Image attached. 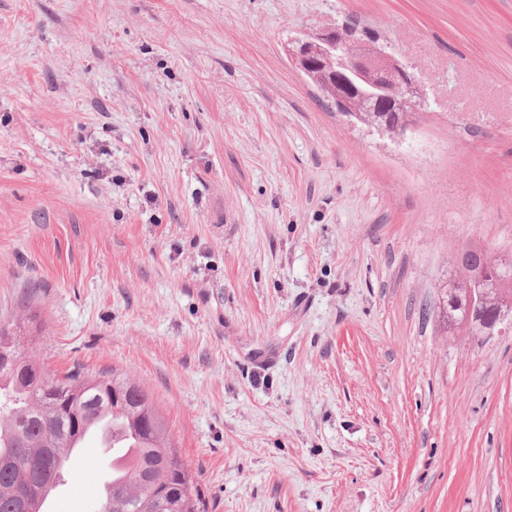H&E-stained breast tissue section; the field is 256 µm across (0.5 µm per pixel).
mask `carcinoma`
<instances>
[{"label":"carcinoma","instance_id":"cac0c4a2","mask_svg":"<svg viewBox=\"0 0 512 512\" xmlns=\"http://www.w3.org/2000/svg\"><path fill=\"white\" fill-rule=\"evenodd\" d=\"M473 288L488 289L490 308L512 316V270L474 265L451 279L444 298L467 303ZM450 336H479L486 325L462 310L444 309ZM112 417L117 437L135 436L122 483L101 512H206L195 476L142 388L119 375H46L17 333L0 323V512H30L53 474L74 463L69 440L85 425Z\"/></svg>","mask_w":512,"mask_h":512}]
</instances>
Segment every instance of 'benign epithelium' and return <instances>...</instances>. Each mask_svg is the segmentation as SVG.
I'll list each match as a JSON object with an SVG mask.
<instances>
[{
    "mask_svg": "<svg viewBox=\"0 0 512 512\" xmlns=\"http://www.w3.org/2000/svg\"><path fill=\"white\" fill-rule=\"evenodd\" d=\"M285 51L289 61L350 119H360L363 111L402 112L403 133L409 117L425 111L427 94L420 77L385 46L332 30L290 38Z\"/></svg>",
    "mask_w": 512,
    "mask_h": 512,
    "instance_id": "benign-epithelium-1",
    "label": "benign epithelium"
}]
</instances>
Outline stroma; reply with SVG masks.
I'll return each instance as SVG.
<instances>
[{"instance_id": "35a3bbf8", "label": "stroma", "mask_w": 512, "mask_h": 512, "mask_svg": "<svg viewBox=\"0 0 512 512\" xmlns=\"http://www.w3.org/2000/svg\"><path fill=\"white\" fill-rule=\"evenodd\" d=\"M350 21L424 82L402 141L285 53ZM468 246L512 251V0H0V322L139 384L208 512H512V326L436 306ZM443 318H446L448 333L452 336H481L484 330L494 327L484 324L481 326L474 315L468 318L464 310H451L448 305L444 308Z\"/></svg>"}]
</instances>
